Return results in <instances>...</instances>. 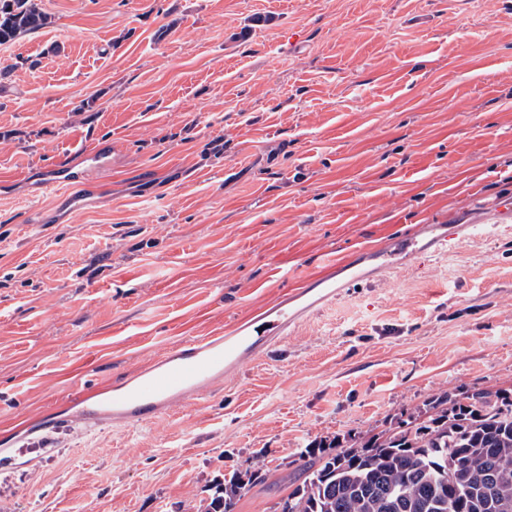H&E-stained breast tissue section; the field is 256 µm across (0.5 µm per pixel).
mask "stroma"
I'll return each mask as SVG.
<instances>
[{
    "mask_svg": "<svg viewBox=\"0 0 512 512\" xmlns=\"http://www.w3.org/2000/svg\"><path fill=\"white\" fill-rule=\"evenodd\" d=\"M0 45V512H192L264 459L359 445L449 393L512 390V0H41ZM108 147L76 210L50 170ZM492 225L346 288L150 423H83L128 378L418 230Z\"/></svg>",
    "mask_w": 512,
    "mask_h": 512,
    "instance_id": "1",
    "label": "stroma"
}]
</instances>
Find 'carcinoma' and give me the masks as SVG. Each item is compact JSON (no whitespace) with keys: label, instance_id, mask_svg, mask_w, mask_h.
Listing matches in <instances>:
<instances>
[{"label":"carcinoma","instance_id":"obj_1","mask_svg":"<svg viewBox=\"0 0 512 512\" xmlns=\"http://www.w3.org/2000/svg\"><path fill=\"white\" fill-rule=\"evenodd\" d=\"M50 17L37 0H0V44ZM279 512H512V392L475 390L436 400L358 447L310 443ZM267 476L259 460L218 481L194 512H234Z\"/></svg>","mask_w":512,"mask_h":512}]
</instances>
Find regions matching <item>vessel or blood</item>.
<instances>
[{"mask_svg":"<svg viewBox=\"0 0 512 512\" xmlns=\"http://www.w3.org/2000/svg\"><path fill=\"white\" fill-rule=\"evenodd\" d=\"M112 167L109 153L98 148L83 166H62L45 179V188L71 191L85 184L92 173ZM69 203L79 208L80 198L71 194ZM460 232L459 226L425 238L415 234L395 238L380 247H361L356 256L327 260L322 275L302 279L286 295L252 316L205 336H194L164 357L150 362L131 378L112 385L80 391L76 398L83 406L82 419L95 424L112 419L121 424H145L185 396H205L216 376L237 370L262 355L309 314L335 301L340 276L361 280L360 261H377L381 268H393L413 261L426 251H447Z\"/></svg>","mask_w":512,"mask_h":512,"instance_id":"b4317fda","label":"vessel or blood"}]
</instances>
